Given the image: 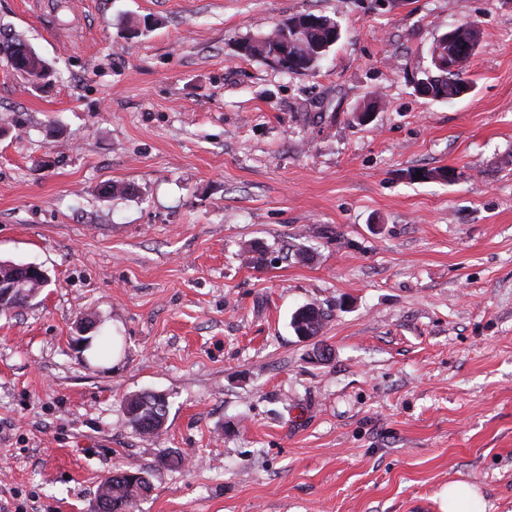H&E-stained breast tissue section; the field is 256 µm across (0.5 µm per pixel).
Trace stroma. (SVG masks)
Listing matches in <instances>:
<instances>
[{
	"label": "stroma",
	"instance_id": "stroma-1",
	"mask_svg": "<svg viewBox=\"0 0 512 512\" xmlns=\"http://www.w3.org/2000/svg\"><path fill=\"white\" fill-rule=\"evenodd\" d=\"M302 13L340 28L316 72L241 54ZM466 21L470 92L419 95ZM17 37L54 78L0 56V261L50 283L0 316V512L130 467L132 512H512V0H0ZM327 314L313 303L299 307L291 316L290 325L295 334L301 336H318L327 322ZM155 402L164 404V395L150 392ZM145 396L144 392L128 395L124 400V408L132 429L141 437L150 439L158 436L163 430L168 414V405H157ZM132 423H137L138 427ZM162 429V430H161ZM473 495L475 492L472 490L468 483L458 481L448 485V508L446 512H463L459 509L461 502H468L471 507H474Z\"/></svg>",
	"mask_w": 512,
	"mask_h": 512
}]
</instances>
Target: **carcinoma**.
I'll use <instances>...</instances> for the list:
<instances>
[{
	"label": "carcinoma",
	"instance_id": "1",
	"mask_svg": "<svg viewBox=\"0 0 512 512\" xmlns=\"http://www.w3.org/2000/svg\"><path fill=\"white\" fill-rule=\"evenodd\" d=\"M457 40L447 42L438 38L433 53L437 54L443 67L433 66V98L454 99L460 93V86L468 84L464 78L467 64L474 53H462V46L469 44L478 49L482 32L475 23L466 22L456 26ZM334 35L333 26L312 21V15H296L275 26L259 40L242 43L241 51L246 56H258L279 66L286 73L315 70L327 54L326 43ZM12 67L19 73H32L46 67V61L32 51L15 60ZM327 322L324 310L313 304L298 308L291 316L290 325L295 334L318 336ZM124 408L133 430L143 438L150 439L160 434L166 422L168 405H158L144 393L128 395ZM151 474L144 469L117 470L99 485L96 495V512H129L133 504L152 489Z\"/></svg>",
	"mask_w": 512,
	"mask_h": 512
}]
</instances>
